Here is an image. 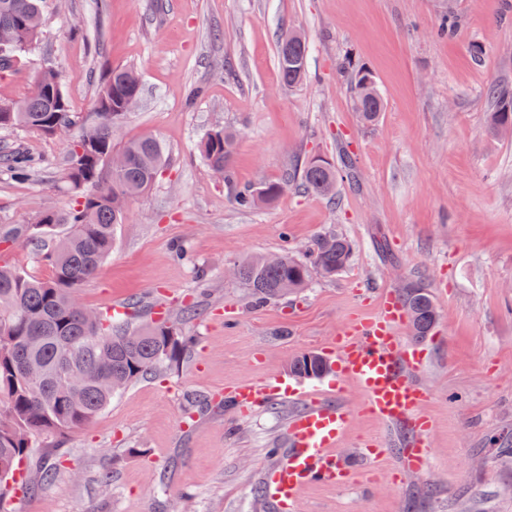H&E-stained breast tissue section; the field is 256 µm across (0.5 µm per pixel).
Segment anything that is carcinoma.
Returning a JSON list of instances; mask_svg holds the SVG:
<instances>
[{
	"instance_id": "1",
	"label": "carcinoma",
	"mask_w": 512,
	"mask_h": 512,
	"mask_svg": "<svg viewBox=\"0 0 512 512\" xmlns=\"http://www.w3.org/2000/svg\"><path fill=\"white\" fill-rule=\"evenodd\" d=\"M48 0H0V74L13 71L21 55L44 36L43 17ZM308 44L298 43L288 57L278 52L279 74L288 87L307 77ZM371 74L351 68L349 84L353 106L362 122H376L382 99L364 82ZM61 86L54 67L39 72L31 93L0 103V129L33 130L52 136L67 135L65 184L75 196L72 206L43 212L32 224H0V252L18 244L31 247L35 258L48 262L52 273L38 277L0 263V512H13L19 493H41L55 477V469L30 460L32 438H65L90 424L109 404L112 392L183 361L189 341L163 318L138 326L112 315V308L85 318L77 301L81 285L92 278L111 253L116 231L125 218L124 206L110 204L119 193L123 200L149 190L166 163L159 139L144 135L116 146L112 135L127 113L122 99L141 93L137 70L112 67L99 85L97 120L87 124L66 96L56 98L46 88ZM486 95L496 100L490 126L512 131V93L491 86ZM237 134L224 129L206 133L197 149L212 170L232 180ZM45 162L19 152L0 154V170L19 181L32 179ZM341 178L329 162L309 161L301 171L304 186L323 195L333 194ZM283 191L266 183L262 194L248 186L238 189L232 202L251 209L274 201ZM311 261L289 254L286 262L247 258L237 265V278L247 287L252 302L264 304L305 287L317 271L330 278L350 262L352 248L336 234L317 236L309 249ZM413 336L423 338L434 329L437 307L423 288L410 286L403 294ZM315 361L305 353L289 363L290 372L309 378Z\"/></svg>"
}]
</instances>
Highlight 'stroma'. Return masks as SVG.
Listing matches in <instances>:
<instances>
[{"instance_id":"obj_1","label":"stroma","mask_w":512,"mask_h":512,"mask_svg":"<svg viewBox=\"0 0 512 512\" xmlns=\"http://www.w3.org/2000/svg\"><path fill=\"white\" fill-rule=\"evenodd\" d=\"M449 9L455 30L437 35ZM44 28L17 70L0 76V101L31 91L51 63L73 108L90 116L104 70L134 65L139 103L115 139L154 135L169 158L77 299L89 310L142 301L193 345L68 437L52 483L14 512H274L254 488L287 453L303 400L191 414L190 398L215 404L228 386L288 375L295 355L321 352L368 308L366 291L410 284L439 311L419 341L418 380L432 394L425 467L399 471L393 433L329 372L303 386L356 408L335 449L351 476L309 487L296 512H512V139L492 132L495 105L484 95L492 84L512 88V0H51ZM289 28L309 46L308 79L294 88L277 58V34ZM350 64L381 94L375 124L352 110ZM193 86L203 93L191 102ZM217 128L238 135L236 185L281 183L275 202L241 210L230 201L196 148ZM4 151L49 165L25 182L0 172V224L69 206L64 137L0 130ZM314 157L351 159L355 179L336 200L297 186L296 171ZM325 231L353 246L335 277L314 275L257 305L231 273L245 258L304 256ZM193 302L202 311L183 318Z\"/></svg>"}]
</instances>
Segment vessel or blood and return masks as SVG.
Wrapping results in <instances>:
<instances>
[{"label": "vessel or blood", "instance_id": "vessel-or-blood-1", "mask_svg": "<svg viewBox=\"0 0 512 512\" xmlns=\"http://www.w3.org/2000/svg\"><path fill=\"white\" fill-rule=\"evenodd\" d=\"M373 300L374 312L354 317L325 351L341 381L362 392L372 418L405 428L409 440L402 451V469L416 472L423 466L432 427L423 411L429 393L414 378L424 361L417 345L399 333L405 312L396 294L383 290ZM298 395L307 406L289 421L291 451L272 469L266 484L268 498L283 512H292L309 485L344 484L347 472L336 458L335 447L349 428L352 411L325 403L319 394L301 391L280 376L239 384L226 393L227 401L244 412L274 397Z\"/></svg>", "mask_w": 512, "mask_h": 512}]
</instances>
